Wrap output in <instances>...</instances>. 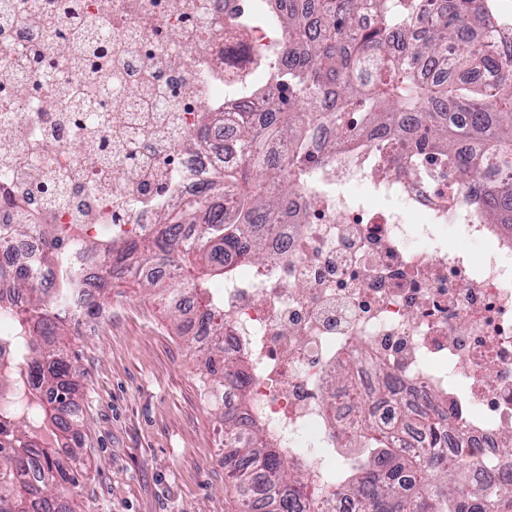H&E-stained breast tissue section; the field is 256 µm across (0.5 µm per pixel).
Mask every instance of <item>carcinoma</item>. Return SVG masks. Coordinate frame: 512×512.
Returning <instances> with one entry per match:
<instances>
[{
  "instance_id": "carcinoma-1",
  "label": "carcinoma",
  "mask_w": 512,
  "mask_h": 512,
  "mask_svg": "<svg viewBox=\"0 0 512 512\" xmlns=\"http://www.w3.org/2000/svg\"><path fill=\"white\" fill-rule=\"evenodd\" d=\"M272 16L288 44V60L269 66L270 83L251 93L268 101L263 112H204L192 144L202 146L226 122L238 130L233 145L245 160L217 171L196 197L166 208L154 229L137 240L110 237L74 243L80 252H99L103 267L173 264L177 282L147 278L149 296L184 286L205 307L202 321L212 344L202 356L203 385L210 393L227 380L245 384L243 364L224 356V316L209 295V278L224 275L225 257L238 253L259 264L268 251L259 227L284 210L288 195L312 163L306 154L309 128L326 112L336 129L354 112L371 136L394 139L396 116L406 113L420 124L414 146L403 162L432 178L453 174L467 184L486 177L484 203L489 218L512 224V52H501L504 18L494 0H275ZM376 18L362 24L363 15ZM485 38L476 57L471 32ZM428 59L451 71L476 66L487 79L424 78ZM295 179L270 195L253 187L276 178L283 163ZM31 232L28 224H0V248ZM70 257L56 243L42 262L65 266ZM81 287L79 268L65 271L52 290L33 285L28 257L19 254L0 266V313L11 312L12 297L26 295V324L37 343H20L15 359L0 378L27 379L28 387L11 407L0 409V512H72L58 500L79 486L84 459L76 440L79 419L66 421L60 408L78 407L79 385L70 379L72 362L66 341L80 338L75 326L100 311L70 309ZM405 415L387 425L363 415L347 436L364 449V458L341 469V488L367 505L368 512H471L475 496L492 501L493 512H512V497H496L493 484L471 486L456 467H448V435L423 416L431 451L423 455L398 438ZM224 470L236 493L250 491L265 500L267 512H297L300 473L285 465L262 427L243 417L224 428Z\"/></svg>"
}]
</instances>
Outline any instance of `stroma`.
Wrapping results in <instances>:
<instances>
[{"label": "stroma", "instance_id": "obj_1", "mask_svg": "<svg viewBox=\"0 0 512 512\" xmlns=\"http://www.w3.org/2000/svg\"><path fill=\"white\" fill-rule=\"evenodd\" d=\"M71 348L84 388L88 460L78 512H228L224 424L202 393L201 358L134 280L113 279Z\"/></svg>", "mask_w": 512, "mask_h": 512}]
</instances>
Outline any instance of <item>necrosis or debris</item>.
Instances as JSON below:
<instances>
[{
	"label": "necrosis or debris",
	"mask_w": 512,
	"mask_h": 512,
	"mask_svg": "<svg viewBox=\"0 0 512 512\" xmlns=\"http://www.w3.org/2000/svg\"><path fill=\"white\" fill-rule=\"evenodd\" d=\"M248 2L0 0V224L25 200L34 229L18 247L37 287L58 279L42 225L134 240L236 163L222 141L190 140L196 113L266 106L248 88L284 43ZM109 86L121 103L107 125L84 124L78 109ZM312 151L270 261L244 275L230 255L220 298L224 352L245 363L249 416L302 473L301 512L335 490L339 431L361 410H406L409 448L427 445L420 415L449 417L448 456L471 480L511 470L512 225L490 221L479 186L402 169L377 140H337L331 120Z\"/></svg>",
	"instance_id": "1"
}]
</instances>
